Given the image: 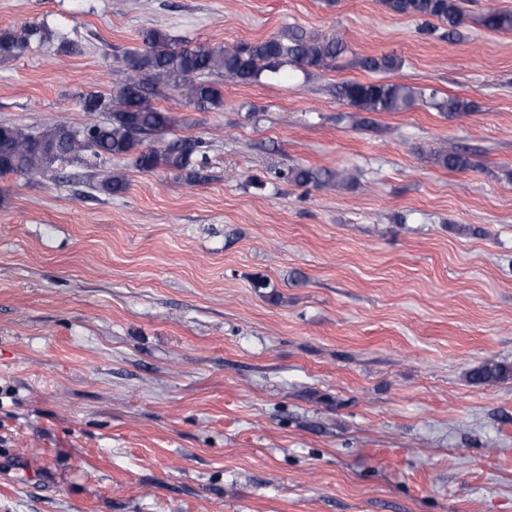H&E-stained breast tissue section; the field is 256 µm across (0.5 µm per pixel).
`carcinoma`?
Segmentation results:
<instances>
[{
	"mask_svg": "<svg viewBox=\"0 0 512 512\" xmlns=\"http://www.w3.org/2000/svg\"><path fill=\"white\" fill-rule=\"evenodd\" d=\"M385 11L394 16L436 21L454 36L464 25V0H380ZM481 24L490 31H512V12L487 10ZM50 48V40L41 26L29 24L21 34L0 31V58L22 56L32 42ZM144 48L129 50L122 56L124 79L116 95L107 100L89 94L84 99L91 113L109 111L104 121H92L80 129L56 123L39 131L19 126L0 125V177L9 174L35 177L54 164H79L91 167L112 156L135 155V164L143 172L159 168L181 173L191 166V157L200 147L197 140L175 139L166 142L162 135L177 125L178 118L153 106L151 97L157 85L172 87L186 102L199 110L223 105L221 89L209 77H230L240 83L256 82L265 72L276 73L284 63L308 68H325L347 52L336 37L292 32L286 37L272 36L264 41L236 44L176 42L159 29L143 33ZM402 61L393 55L365 57L357 65L369 71H393ZM336 93L350 106L363 112H402L421 101L451 116L471 110L462 98L443 102L436 94H425L408 85L392 82L346 81ZM150 136L152 146L144 144ZM435 162L450 171L472 167L469 153L457 149L435 155ZM275 177L289 183L324 187L331 176L309 168H288ZM512 370L500 364H484L470 372L476 383L500 379Z\"/></svg>",
	"mask_w": 512,
	"mask_h": 512,
	"instance_id": "cac0c4a2",
	"label": "carcinoma"
}]
</instances>
